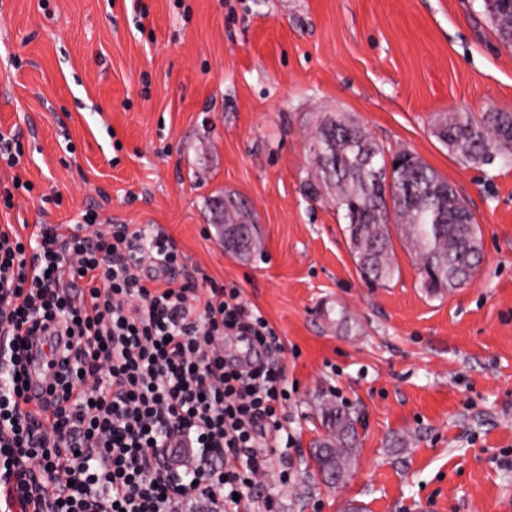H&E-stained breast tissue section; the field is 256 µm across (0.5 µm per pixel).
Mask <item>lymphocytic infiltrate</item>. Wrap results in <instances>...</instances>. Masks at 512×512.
Returning a JSON list of instances; mask_svg holds the SVG:
<instances>
[{"label": "lymphocytic infiltrate", "mask_w": 512, "mask_h": 512, "mask_svg": "<svg viewBox=\"0 0 512 512\" xmlns=\"http://www.w3.org/2000/svg\"><path fill=\"white\" fill-rule=\"evenodd\" d=\"M163 233L0 226L1 512H272L283 347L236 284L177 282ZM247 337L270 361L216 347Z\"/></svg>", "instance_id": "obj_1"}]
</instances>
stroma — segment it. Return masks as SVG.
<instances>
[{
    "label": "stroma",
    "mask_w": 512,
    "mask_h": 512,
    "mask_svg": "<svg viewBox=\"0 0 512 512\" xmlns=\"http://www.w3.org/2000/svg\"><path fill=\"white\" fill-rule=\"evenodd\" d=\"M512 113V48L483 0H0V132L19 135L1 224L161 229L177 278L234 283L285 347L288 485L274 512H512V167H472L434 131ZM346 115L419 156L483 236L473 277L434 295L412 255L364 281L335 205L311 201L312 137ZM253 213L258 250L224 249L206 207ZM355 419L344 481L316 478L322 400Z\"/></svg>",
    "instance_id": "35a3bbf8"
}]
</instances>
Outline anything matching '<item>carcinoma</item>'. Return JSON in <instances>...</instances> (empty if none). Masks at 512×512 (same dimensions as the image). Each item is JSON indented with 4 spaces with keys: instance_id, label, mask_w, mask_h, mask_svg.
<instances>
[{
    "instance_id": "obj_1",
    "label": "carcinoma",
    "mask_w": 512,
    "mask_h": 512,
    "mask_svg": "<svg viewBox=\"0 0 512 512\" xmlns=\"http://www.w3.org/2000/svg\"><path fill=\"white\" fill-rule=\"evenodd\" d=\"M502 44L512 48V3L485 0ZM438 140L466 164L487 166L491 158L512 160V113L487 112L481 120L452 112L437 129ZM316 175L305 184L313 200L333 192L344 211L345 232L361 275L391 279L395 263L392 232H397L417 265L422 286L433 294L467 283L481 260V229L465 200L448 180L420 157L387 151L353 120L327 116L314 133ZM407 161L386 176L385 156ZM225 249L248 255L258 247L251 211L240 200L224 201V221L216 224ZM326 435L314 442L311 458L319 469L349 462L356 443L354 420L332 401L319 408Z\"/></svg>"
}]
</instances>
